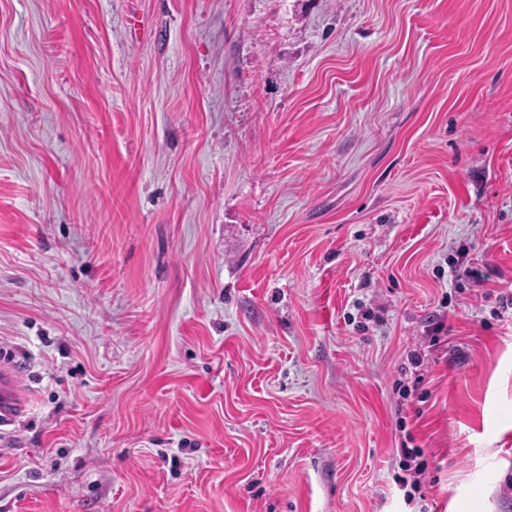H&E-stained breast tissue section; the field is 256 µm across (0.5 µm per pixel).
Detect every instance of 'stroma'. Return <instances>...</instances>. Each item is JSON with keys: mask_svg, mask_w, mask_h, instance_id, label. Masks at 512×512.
<instances>
[{"mask_svg": "<svg viewBox=\"0 0 512 512\" xmlns=\"http://www.w3.org/2000/svg\"><path fill=\"white\" fill-rule=\"evenodd\" d=\"M3 359L0 512H512V0H0ZM19 365L3 363L0 367V427L13 424L25 412L19 394Z\"/></svg>", "mask_w": 512, "mask_h": 512, "instance_id": "obj_1", "label": "stroma"}]
</instances>
